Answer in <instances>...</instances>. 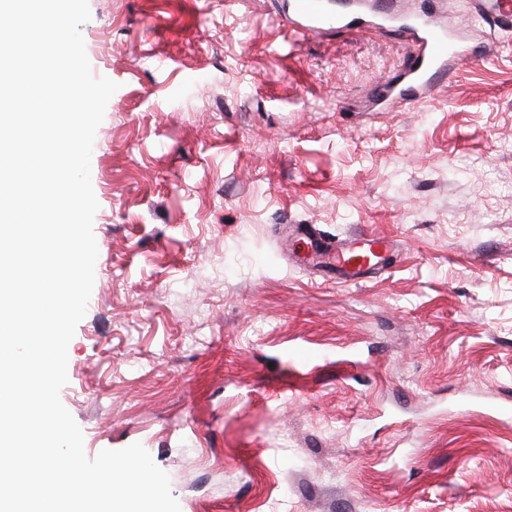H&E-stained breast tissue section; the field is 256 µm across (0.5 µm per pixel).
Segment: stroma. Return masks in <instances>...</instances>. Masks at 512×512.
Instances as JSON below:
<instances>
[{
	"instance_id": "obj_1",
	"label": "stroma",
	"mask_w": 512,
	"mask_h": 512,
	"mask_svg": "<svg viewBox=\"0 0 512 512\" xmlns=\"http://www.w3.org/2000/svg\"><path fill=\"white\" fill-rule=\"evenodd\" d=\"M277 0H89L118 83L91 155L95 283L63 405L141 443L181 512H512V28L414 107L380 33L304 39ZM394 237L341 284L288 225Z\"/></svg>"
}]
</instances>
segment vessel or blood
<instances>
[{"label":"vessel or blood","mask_w":512,"mask_h":512,"mask_svg":"<svg viewBox=\"0 0 512 512\" xmlns=\"http://www.w3.org/2000/svg\"><path fill=\"white\" fill-rule=\"evenodd\" d=\"M469 8L474 18L494 26L512 25V0H469ZM281 21L305 39L362 31L358 19L332 11L329 0H288ZM370 25L390 32L412 48L402 69L378 86L379 94L410 106L434 94L447 80L451 74L449 60H485L494 55L493 42H485L478 49L471 47L434 16L418 22L395 13L393 0H382L381 13ZM301 243L303 265H323L325 274H337L342 282H359L384 269L396 250L391 237L372 232L335 241L306 229Z\"/></svg>","instance_id":"vessel-or-blood-1"}]
</instances>
